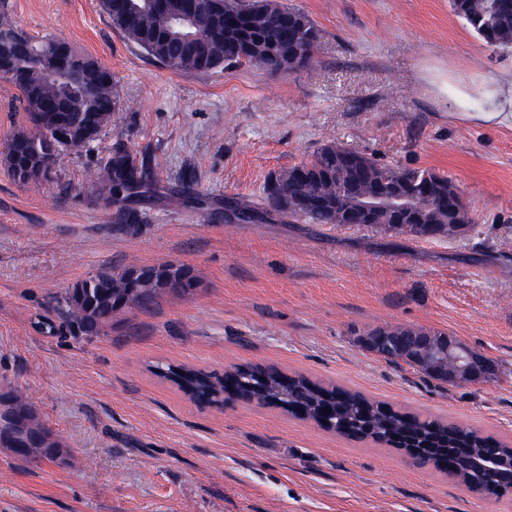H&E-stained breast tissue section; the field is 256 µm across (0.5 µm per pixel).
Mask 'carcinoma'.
Instances as JSON below:
<instances>
[{
    "instance_id": "carcinoma-1",
    "label": "carcinoma",
    "mask_w": 512,
    "mask_h": 512,
    "mask_svg": "<svg viewBox=\"0 0 512 512\" xmlns=\"http://www.w3.org/2000/svg\"><path fill=\"white\" fill-rule=\"evenodd\" d=\"M224 39L211 32L208 13L195 17L184 36L164 35L169 18L155 7V0H101V9L112 29L138 46L146 55L173 71L208 74L230 67L261 65L274 73H296L309 68L318 47L319 35L302 11L280 0H223ZM452 12L465 20L492 48L512 47V0H449ZM252 17L240 24V16ZM52 40L36 41L25 35L12 49L7 78L17 90L30 128L18 129L0 162L15 180L37 184L47 179L45 162L57 163L72 152L93 150L94 140L76 136L80 131L100 134L118 107L112 73L97 61L73 52L77 76L52 77L41 65V55ZM154 167L148 156L138 157L122 149L113 151L101 167L99 190L103 197L120 205L118 217L125 224H139L143 216L124 207L130 199L153 186ZM263 192L267 203L292 219L308 224H406L402 209L409 203L422 207L420 224L472 223L462 194L447 176L427 168H389L367 154L336 143L326 144L309 160L266 178ZM227 210L240 223L257 217L256 208L237 198L227 200ZM126 271L139 272L123 280L116 271L105 270L93 283L82 280L59 299L70 325L93 335L116 316L133 308L149 309L164 293L186 295L181 281H196L193 271L170 263L129 264ZM266 376L258 396L260 405L284 396L288 404L304 412L303 419L315 423L323 409H331L335 425L330 431L347 439L387 444L399 437L405 448L439 468L442 462L455 467L454 477L488 491L497 483L490 472H478L473 459L482 456L492 440L463 423H444L408 410L395 409L336 385H324L302 374H291L288 387L274 368L238 366L220 376L186 365H157L155 374L171 382L199 406L224 402L228 385ZM11 418L0 423V434L10 433L28 440L25 448L0 441L15 457L30 465L63 456L64 442L41 419L36 405L23 394L6 392Z\"/></svg>"
}]
</instances>
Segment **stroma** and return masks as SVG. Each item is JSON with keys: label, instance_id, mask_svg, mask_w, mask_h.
Returning a JSON list of instances; mask_svg holds the SVG:
<instances>
[{"label": "stroma", "instance_id": "stroma-1", "mask_svg": "<svg viewBox=\"0 0 512 512\" xmlns=\"http://www.w3.org/2000/svg\"><path fill=\"white\" fill-rule=\"evenodd\" d=\"M284 2L319 32L309 69L188 75L126 42L100 0H6L28 35L110 69L120 107L93 151L39 184L0 164V389L27 395L71 457L28 468L0 448V512H512V492L474 497L402 450L276 408H202L153 373L272 366L512 443V126L456 116L423 78L490 81L512 69V49L487 47L449 0ZM334 142L448 175L470 231L417 239L270 212L266 177ZM118 147L157 164L135 227L114 223L96 181ZM190 187L202 208L171 201ZM232 197L264 220L228 222ZM131 262L189 266L199 286L99 335L74 332L57 296ZM386 324L456 337L494 375L450 385L359 345Z\"/></svg>", "mask_w": 512, "mask_h": 512}]
</instances>
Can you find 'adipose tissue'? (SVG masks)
Segmentation results:
<instances>
[{"label": "adipose tissue", "mask_w": 512, "mask_h": 512, "mask_svg": "<svg viewBox=\"0 0 512 512\" xmlns=\"http://www.w3.org/2000/svg\"><path fill=\"white\" fill-rule=\"evenodd\" d=\"M430 82L451 111L477 121L512 124V70L480 87L456 74L434 76Z\"/></svg>", "instance_id": "obj_1"}]
</instances>
